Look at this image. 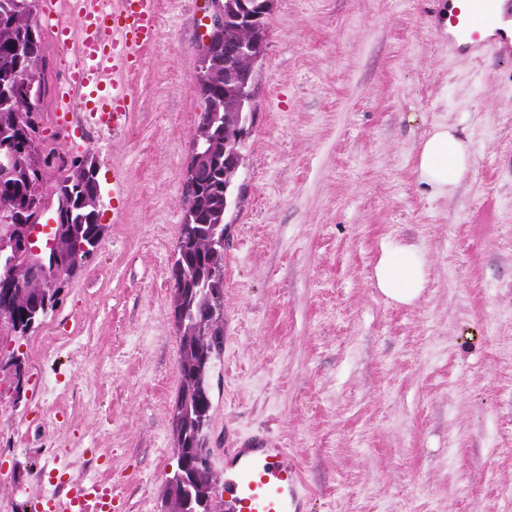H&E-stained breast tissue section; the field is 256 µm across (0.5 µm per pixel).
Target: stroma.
<instances>
[{"mask_svg": "<svg viewBox=\"0 0 512 512\" xmlns=\"http://www.w3.org/2000/svg\"><path fill=\"white\" fill-rule=\"evenodd\" d=\"M445 0H275L253 123L224 222V352L209 446L285 449L307 512H512V58L452 56ZM161 37L118 74V136L62 114L80 63L40 21L44 144L93 158L102 240L25 336L0 333V501L87 472L121 512H164L179 338L170 269L208 0H156ZM473 166L449 195L415 172L432 125ZM121 200L113 202L112 187ZM392 241L426 259L411 305L379 292Z\"/></svg>", "mask_w": 512, "mask_h": 512, "instance_id": "1", "label": "stroma"}]
</instances>
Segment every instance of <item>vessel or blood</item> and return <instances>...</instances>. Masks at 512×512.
Masks as SVG:
<instances>
[{
	"mask_svg": "<svg viewBox=\"0 0 512 512\" xmlns=\"http://www.w3.org/2000/svg\"><path fill=\"white\" fill-rule=\"evenodd\" d=\"M68 14L79 27L82 62L59 97L60 111L81 101L87 121L112 132L129 123V92L112 74L134 66L142 48L155 41L159 21L155 0H69ZM437 26L448 50L464 55L512 53V0H448ZM224 512H304L306 493L283 449L255 440L226 449L224 481L216 490ZM112 487L98 485L67 496L59 512H104Z\"/></svg>",
	"mask_w": 512,
	"mask_h": 512,
	"instance_id": "obj_1",
	"label": "vessel or blood"
}]
</instances>
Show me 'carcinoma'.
<instances>
[{
	"instance_id": "obj_1",
	"label": "carcinoma",
	"mask_w": 512,
	"mask_h": 512,
	"mask_svg": "<svg viewBox=\"0 0 512 512\" xmlns=\"http://www.w3.org/2000/svg\"><path fill=\"white\" fill-rule=\"evenodd\" d=\"M43 0H0V235L21 224L39 208L45 173L58 167L68 171L59 179L56 195L69 196L73 211L59 222V249L65 275L76 274L101 241L99 212L86 200L100 190L95 162L87 157L67 160L44 146L37 126L23 115L32 113L47 95L42 33L35 22ZM248 38L246 31L213 35L208 67L224 70V36ZM205 101L192 142L196 154L209 155L197 181L187 183L184 221L176 259L171 267L174 311L179 331L180 389L172 415L177 438V470L168 480V512H215L216 487L207 431L211 422L210 372L220 359L224 339V87L199 75ZM10 296L15 318L10 328L21 335L43 318L55 295L30 278L13 288L0 287V299Z\"/></svg>"
}]
</instances>
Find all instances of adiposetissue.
<instances>
[{"label": "adipose tissue", "mask_w": 512, "mask_h": 512, "mask_svg": "<svg viewBox=\"0 0 512 512\" xmlns=\"http://www.w3.org/2000/svg\"><path fill=\"white\" fill-rule=\"evenodd\" d=\"M472 168V150L456 127L433 125L421 141L415 171L420 182L435 194L452 193ZM376 286L389 300L409 305L421 295L426 282L423 254L396 242L382 251L374 269Z\"/></svg>", "instance_id": "adipose-tissue-1"}]
</instances>
